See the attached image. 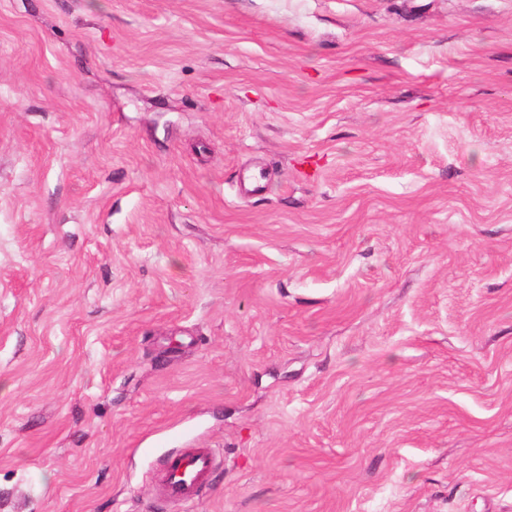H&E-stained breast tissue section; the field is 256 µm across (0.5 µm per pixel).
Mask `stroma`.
Returning <instances> with one entry per match:
<instances>
[{
    "label": "stroma",
    "mask_w": 512,
    "mask_h": 512,
    "mask_svg": "<svg viewBox=\"0 0 512 512\" xmlns=\"http://www.w3.org/2000/svg\"><path fill=\"white\" fill-rule=\"evenodd\" d=\"M0 512H512V0H0ZM215 456L209 448H188L162 462L158 470V493L169 502L196 501L210 480Z\"/></svg>",
    "instance_id": "35a3bbf8"
}]
</instances>
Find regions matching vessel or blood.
<instances>
[{
    "instance_id": "1",
    "label": "vessel or blood",
    "mask_w": 512,
    "mask_h": 512,
    "mask_svg": "<svg viewBox=\"0 0 512 512\" xmlns=\"http://www.w3.org/2000/svg\"><path fill=\"white\" fill-rule=\"evenodd\" d=\"M215 456L207 448H189L162 462L158 470V493L169 502L196 501L209 481Z\"/></svg>"
}]
</instances>
